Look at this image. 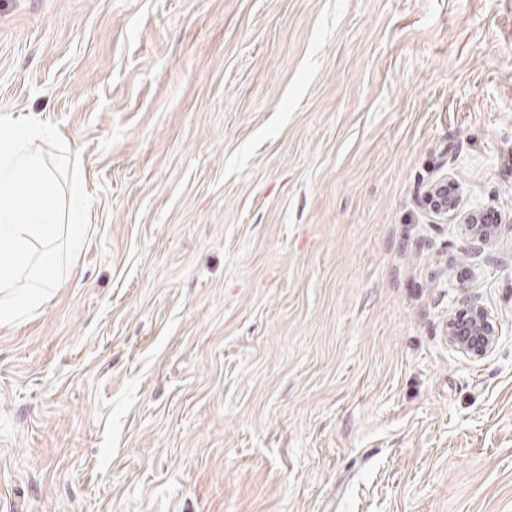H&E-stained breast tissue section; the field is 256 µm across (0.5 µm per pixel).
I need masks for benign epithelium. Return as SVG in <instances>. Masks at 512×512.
Returning <instances> with one entry per match:
<instances>
[{
  "mask_svg": "<svg viewBox=\"0 0 512 512\" xmlns=\"http://www.w3.org/2000/svg\"><path fill=\"white\" fill-rule=\"evenodd\" d=\"M454 182L442 175L425 195V203L436 215H446L456 207L457 197L448 195ZM463 230L469 238L471 253L480 256L498 232V225L483 221V212L473 211L465 218ZM498 333L482 305L469 300L462 302L460 312L448 320V345L471 357H482L495 344Z\"/></svg>",
  "mask_w": 512,
  "mask_h": 512,
  "instance_id": "7a95c632",
  "label": "benign epithelium"
}]
</instances>
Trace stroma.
Segmentation results:
<instances>
[{"mask_svg":"<svg viewBox=\"0 0 512 512\" xmlns=\"http://www.w3.org/2000/svg\"><path fill=\"white\" fill-rule=\"evenodd\" d=\"M16 119L90 223L0 326V512H512V0H0ZM455 187L447 175H441L425 195V203L429 210L436 215H447L456 207L457 196L448 195V188ZM483 214L482 211H472L465 218V224H462L469 238L471 253L476 256L485 252V247L491 244L498 232V224H486ZM497 336L487 311L472 300L462 302L460 312L448 320V344L463 355L484 356L492 349Z\"/></svg>","mask_w":512,"mask_h":512,"instance_id":"35a3bbf8","label":"stroma"}]
</instances>
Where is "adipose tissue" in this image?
<instances>
[{
    "instance_id": "1",
    "label": "adipose tissue",
    "mask_w": 512,
    "mask_h": 512,
    "mask_svg": "<svg viewBox=\"0 0 512 512\" xmlns=\"http://www.w3.org/2000/svg\"><path fill=\"white\" fill-rule=\"evenodd\" d=\"M43 127L16 123L0 133V325L38 308L65 279L57 248L79 249L89 209L82 171L74 156L58 149L47 167L34 145L51 139ZM68 179L58 184L55 168Z\"/></svg>"
}]
</instances>
